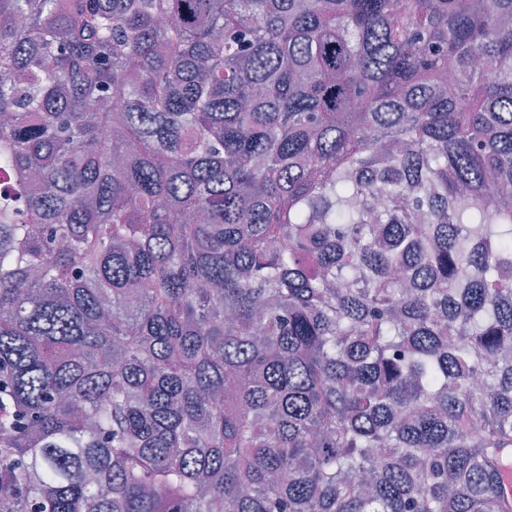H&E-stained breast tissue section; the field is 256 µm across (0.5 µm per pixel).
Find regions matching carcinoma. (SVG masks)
Returning a JSON list of instances; mask_svg holds the SVG:
<instances>
[{"instance_id":"obj_1","label":"carcinoma","mask_w":512,"mask_h":512,"mask_svg":"<svg viewBox=\"0 0 512 512\" xmlns=\"http://www.w3.org/2000/svg\"><path fill=\"white\" fill-rule=\"evenodd\" d=\"M0 512H512V0H0Z\"/></svg>"}]
</instances>
